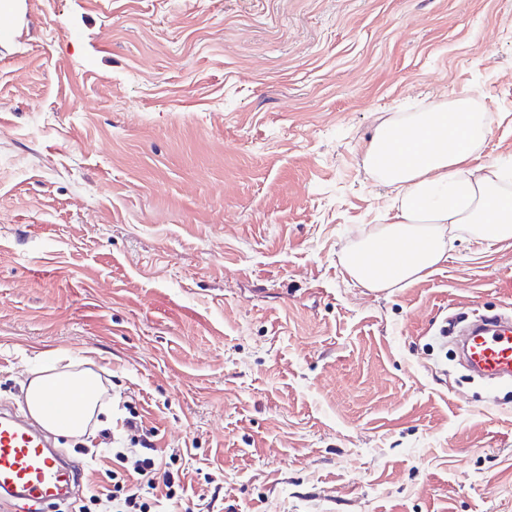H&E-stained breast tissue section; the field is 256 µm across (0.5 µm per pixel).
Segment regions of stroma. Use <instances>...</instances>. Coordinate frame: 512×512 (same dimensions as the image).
<instances>
[{"mask_svg":"<svg viewBox=\"0 0 512 512\" xmlns=\"http://www.w3.org/2000/svg\"><path fill=\"white\" fill-rule=\"evenodd\" d=\"M0 45V407L94 361L194 512H512V387L437 340L512 310V240L401 287L340 257L376 126L466 92L512 170V0H24ZM85 479L125 467L56 436Z\"/></svg>","mask_w":512,"mask_h":512,"instance_id":"1","label":"stroma"}]
</instances>
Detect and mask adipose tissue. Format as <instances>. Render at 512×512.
I'll list each match as a JSON object with an SVG mask.
<instances>
[{
    "label": "adipose tissue",
    "instance_id": "ef3b65f1",
    "mask_svg": "<svg viewBox=\"0 0 512 512\" xmlns=\"http://www.w3.org/2000/svg\"><path fill=\"white\" fill-rule=\"evenodd\" d=\"M491 129L483 104L456 95L432 112H412L381 122L365 152L370 175L389 188L394 213L374 225L342 255L341 264L360 286L384 291L409 284L448 260L458 232L499 242L512 239V180L496 163H475ZM391 164H381L382 155ZM24 388L30 415L43 420L61 394L66 435L81 437L99 425L107 389L89 367L58 362L33 367Z\"/></svg>",
    "mask_w": 512,
    "mask_h": 512
}]
</instances>
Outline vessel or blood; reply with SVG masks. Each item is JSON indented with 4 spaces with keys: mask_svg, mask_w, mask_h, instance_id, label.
Wrapping results in <instances>:
<instances>
[{
    "mask_svg": "<svg viewBox=\"0 0 512 512\" xmlns=\"http://www.w3.org/2000/svg\"><path fill=\"white\" fill-rule=\"evenodd\" d=\"M465 364L489 382L512 381V317L474 320L465 333ZM72 462L52 452L43 431L13 413L0 414V502L46 504L73 487Z\"/></svg>",
    "mask_w": 512,
    "mask_h": 512,
    "instance_id": "b4317fda",
    "label": "vessel or blood"
}]
</instances>
